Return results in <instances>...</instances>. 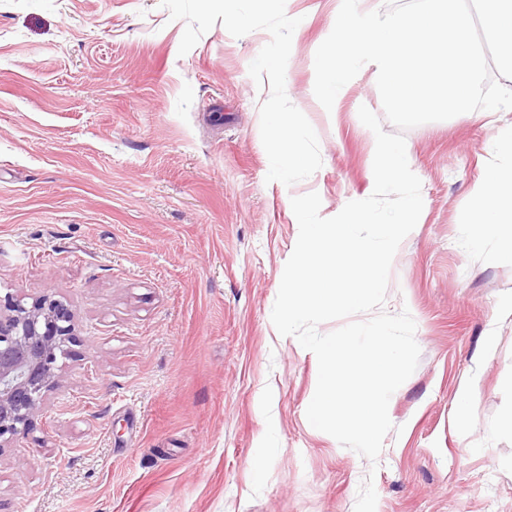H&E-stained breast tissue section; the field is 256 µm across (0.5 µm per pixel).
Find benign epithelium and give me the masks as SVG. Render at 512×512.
Returning a JSON list of instances; mask_svg holds the SVG:
<instances>
[{"mask_svg": "<svg viewBox=\"0 0 512 512\" xmlns=\"http://www.w3.org/2000/svg\"><path fill=\"white\" fill-rule=\"evenodd\" d=\"M77 343L74 313L60 300L26 305L0 296V447L34 428L62 382L58 359Z\"/></svg>", "mask_w": 512, "mask_h": 512, "instance_id": "benign-epithelium-1", "label": "benign epithelium"}]
</instances>
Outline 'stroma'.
<instances>
[{
	"mask_svg": "<svg viewBox=\"0 0 512 512\" xmlns=\"http://www.w3.org/2000/svg\"><path fill=\"white\" fill-rule=\"evenodd\" d=\"M334 8L286 0V94L322 158L286 186L249 75L268 32L218 24L182 56L160 0H0V294L67 303L78 338L45 419L0 449V512H354L368 477L376 512H512V263L463 233L512 110L404 133L424 206L382 309L409 310L421 355L377 461L310 425L317 358L271 321L292 197L331 217L374 189V66L334 111L313 91Z\"/></svg>",
	"mask_w": 512,
	"mask_h": 512,
	"instance_id": "35a3bbf8",
	"label": "stroma"
}]
</instances>
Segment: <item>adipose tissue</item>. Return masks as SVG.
Listing matches in <instances>:
<instances>
[{
	"label": "adipose tissue",
	"mask_w": 512,
	"mask_h": 512,
	"mask_svg": "<svg viewBox=\"0 0 512 512\" xmlns=\"http://www.w3.org/2000/svg\"><path fill=\"white\" fill-rule=\"evenodd\" d=\"M468 241L495 242L502 260L512 262V125L499 128L493 159L472 188Z\"/></svg>",
	"instance_id": "1"
}]
</instances>
